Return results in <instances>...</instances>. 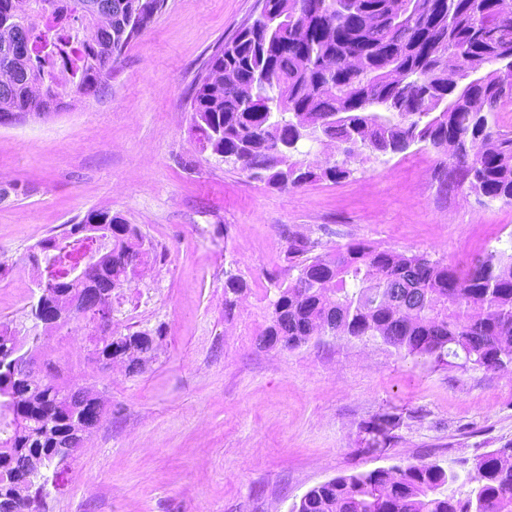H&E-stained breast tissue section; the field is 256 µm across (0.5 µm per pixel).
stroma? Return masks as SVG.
Instances as JSON below:
<instances>
[{
  "mask_svg": "<svg viewBox=\"0 0 512 512\" xmlns=\"http://www.w3.org/2000/svg\"><path fill=\"white\" fill-rule=\"evenodd\" d=\"M256 0H166L107 85L62 112L0 125V323L29 318L40 240L108 209L157 258L112 298L119 330L161 329L137 376L87 358L76 320L54 332L65 377L106 401L46 512H289L339 475L409 462L469 470L512 443V370L416 360L374 339L293 349L258 338L288 279L289 235L332 252L350 242L448 264L507 248L512 207L446 200L436 155L410 148L349 179L279 191L246 179L189 136L190 94ZM243 284L232 318L224 283Z\"/></svg>",
  "mask_w": 512,
  "mask_h": 512,
  "instance_id": "obj_1",
  "label": "stroma"
}]
</instances>
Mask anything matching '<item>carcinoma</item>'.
Returning a JSON list of instances; mask_svg holds the SVG:
<instances>
[{"label":"carcinoma","mask_w":512,"mask_h":512,"mask_svg":"<svg viewBox=\"0 0 512 512\" xmlns=\"http://www.w3.org/2000/svg\"><path fill=\"white\" fill-rule=\"evenodd\" d=\"M0 0V115L49 114L95 94L124 48L165 0ZM361 62L357 70L349 55ZM464 68L448 75V57ZM512 0H262L210 56L190 97V133L224 164L280 190L338 183L356 166L412 146L439 156L435 177L451 198L512 205ZM401 75L391 80L387 72ZM337 148L321 166L306 145ZM288 239V284L277 288L259 345L298 348L319 326L326 336L375 339L417 358L460 359L495 371L512 364V253L493 249L467 268L426 254L351 242L334 253ZM42 276L32 309L53 310L25 334L0 324V512H33L52 483L20 470L35 456L51 470L76 457L91 409L106 412L91 387L62 379L47 359L29 379L24 367L46 352L52 333L78 319L112 325V293L130 285L153 256L152 242L109 210L88 213L62 236L38 242ZM99 262L85 268L86 257ZM240 280L230 274L224 312ZM148 330L88 335L91 360L124 358L144 372ZM289 512H512V445L479 455L466 479L443 465L408 463L323 482Z\"/></svg>","instance_id":"carcinoma-1"}]
</instances>
